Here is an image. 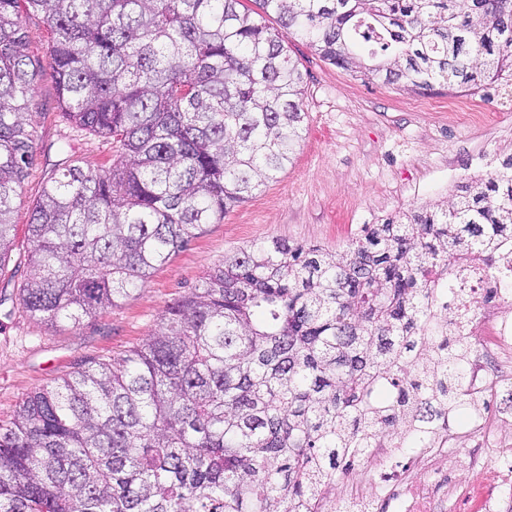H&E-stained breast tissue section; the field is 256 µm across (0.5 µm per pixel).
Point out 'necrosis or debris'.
<instances>
[{"label":"necrosis or debris","instance_id":"1","mask_svg":"<svg viewBox=\"0 0 512 512\" xmlns=\"http://www.w3.org/2000/svg\"><path fill=\"white\" fill-rule=\"evenodd\" d=\"M466 294L460 308L471 309L480 298L488 295L495 281H512V244L505 245L500 256L496 279L485 277L482 271L465 274ZM485 344L493 352L505 375L497 383L503 389L512 388V318L484 312L481 318ZM495 418L471 421L461 426L452 421L443 427L439 439L418 449L416 459L422 470L414 467L396 469L392 463L394 451L390 448L368 449L360 471L347 475L343 490L351 499L367 502L389 495L398 496L404 512H435L437 506L447 505L449 497H456L461 512H512V436L503 434L496 441L500 464L489 468L486 457L478 453L467 456L461 475L448 476L436 466L438 458L447 455L450 444L466 438L470 431H493Z\"/></svg>","mask_w":512,"mask_h":512}]
</instances>
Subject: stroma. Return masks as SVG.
Segmentation results:
<instances>
[{"label":"stroma","mask_w":512,"mask_h":512,"mask_svg":"<svg viewBox=\"0 0 512 512\" xmlns=\"http://www.w3.org/2000/svg\"><path fill=\"white\" fill-rule=\"evenodd\" d=\"M25 29L27 51L42 68L31 117L34 163L17 200L20 225L59 164L96 166L112 158L111 140L78 130L59 106L46 25L32 17ZM283 40L305 85L306 118L292 165L223 221L206 225L130 298L77 326L51 327L31 317L20 299L29 245L17 237L0 269V423L28 393L141 343L158 330L163 310L225 254L275 237L342 249L362 225L403 209L449 204L457 185L473 177L477 154L488 158L491 172L512 155L511 84H488L480 96L487 115L477 120L458 108L468 93L369 80L326 63L296 34Z\"/></svg>","instance_id":"obj_1"}]
</instances>
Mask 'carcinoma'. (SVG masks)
Masks as SVG:
<instances>
[{"instance_id": "obj_1", "label": "carcinoma", "mask_w": 512, "mask_h": 512, "mask_svg": "<svg viewBox=\"0 0 512 512\" xmlns=\"http://www.w3.org/2000/svg\"><path fill=\"white\" fill-rule=\"evenodd\" d=\"M0 0V266L34 162L50 31L58 102L111 166L51 175L21 300L77 326L131 297L292 162L303 77L263 15L344 70L477 91L512 80V0ZM448 206L366 224L337 253L274 240L224 260L159 329L28 394L0 424V512H336L369 448H419L468 394L461 272L512 243V157Z\"/></svg>"}]
</instances>
